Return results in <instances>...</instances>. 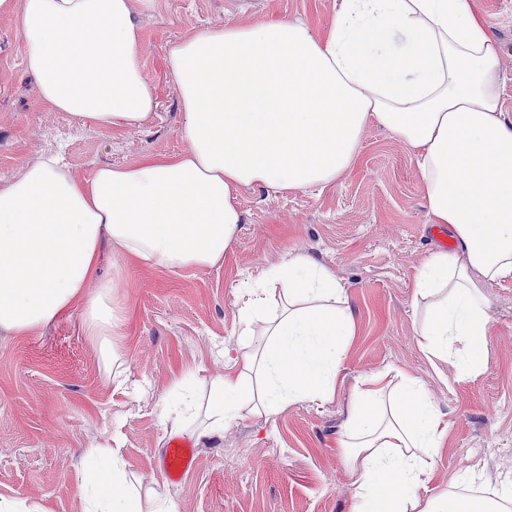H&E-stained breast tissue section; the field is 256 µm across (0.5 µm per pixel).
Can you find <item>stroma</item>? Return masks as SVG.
Masks as SVG:
<instances>
[{
	"label": "stroma",
	"mask_w": 512,
	"mask_h": 512,
	"mask_svg": "<svg viewBox=\"0 0 512 512\" xmlns=\"http://www.w3.org/2000/svg\"><path fill=\"white\" fill-rule=\"evenodd\" d=\"M341 0H159L137 15L142 62L160 106L135 127L84 123L56 112L36 93L24 65L14 16L0 15V187L48 152L63 149L70 171L133 164L179 151V92L164 65L171 43L206 26L281 17L325 33ZM500 43L502 110L512 118V0H473ZM245 214L221 263L194 269H149L128 263L119 300L127 309L118 337L120 370L79 317L53 321L26 336L0 330V497L30 512H84L82 451L111 435L140 492L155 490L179 512H349L354 477L339 446L355 388L369 372L391 366L419 377L448 422L429 498L459 469L476 467L484 488H512V280L488 288L485 369L456 379L436 373L419 344L423 308L414 277L437 248L425 191L408 148L377 123L362 137L357 163L333 185L285 194L245 188ZM327 268L346 289L357 328L324 404L299 401L275 416L249 414L205 438L197 420H157L175 376L196 374L200 394L236 346L241 284L288 254ZM200 457L181 484H167L160 457L173 434Z\"/></svg>",
	"instance_id": "35a3bbf8"
}]
</instances>
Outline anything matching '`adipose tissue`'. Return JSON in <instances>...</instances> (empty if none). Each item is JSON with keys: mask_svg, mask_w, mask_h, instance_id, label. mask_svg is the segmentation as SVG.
I'll return each instance as SVG.
<instances>
[{"mask_svg": "<svg viewBox=\"0 0 512 512\" xmlns=\"http://www.w3.org/2000/svg\"><path fill=\"white\" fill-rule=\"evenodd\" d=\"M157 0H0L15 16L38 96L58 112L115 128L144 122L157 89L140 59L137 8ZM184 147L75 177L50 154L0 188V329L25 336L79 316L87 335H122L114 305L124 266L99 274L103 242L147 268L217 264L244 214L240 189L277 194L326 187L358 160L374 122L412 153L432 223L458 242L415 277L426 304L422 349L457 378L482 372L486 290L512 278V118L501 109L502 49L472 0H341L325 35L302 20L205 27L165 57ZM244 353L211 381L203 437L244 411L274 415L332 398L356 334L344 288L303 255H287L243 286ZM448 424L423 381L385 367L364 376L340 447L356 476L350 512H508L502 500L455 491L421 499ZM87 512L142 508L111 438L84 452Z\"/></svg>", "mask_w": 512, "mask_h": 512, "instance_id": "1", "label": "adipose tissue"}]
</instances>
